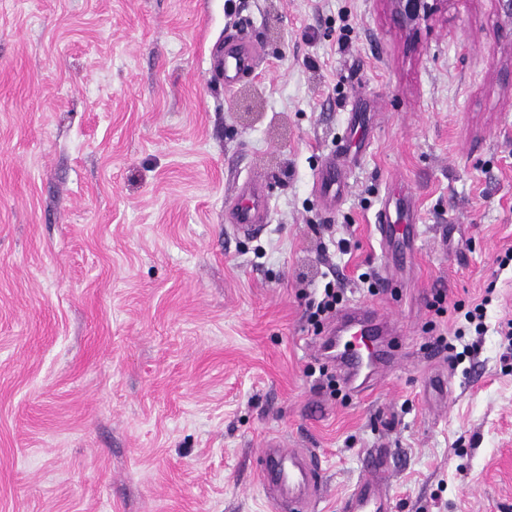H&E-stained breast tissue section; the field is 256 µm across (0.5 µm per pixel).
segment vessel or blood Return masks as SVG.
<instances>
[{
	"label": "vessel or blood",
	"mask_w": 512,
	"mask_h": 512,
	"mask_svg": "<svg viewBox=\"0 0 512 512\" xmlns=\"http://www.w3.org/2000/svg\"><path fill=\"white\" fill-rule=\"evenodd\" d=\"M254 44L235 36L224 39V85L232 87L240 77L254 71L257 65ZM321 198L334 204L342 192V181L335 160H327L317 173ZM266 203L261 186L251 184L237 196L234 222L239 233L252 236L263 228ZM412 219L404 214L380 210L375 231L381 242L408 237L414 231ZM398 331L381 310L373 304H357L339 312L335 330L321 343L336 363L345 384L356 393H364L373 385L375 374L394 370L401 362L395 340ZM374 476L359 482L341 501V512H392L389 497L381 488L382 457L372 460ZM258 478L262 488L273 493L283 512H306L322 490L321 466L318 458L307 450L283 448L277 438L267 439L260 450Z\"/></svg>",
	"instance_id": "obj_1"
}]
</instances>
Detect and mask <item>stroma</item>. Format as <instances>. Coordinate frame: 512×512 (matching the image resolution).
<instances>
[{"label": "stroma", "mask_w": 512, "mask_h": 512, "mask_svg": "<svg viewBox=\"0 0 512 512\" xmlns=\"http://www.w3.org/2000/svg\"><path fill=\"white\" fill-rule=\"evenodd\" d=\"M237 32L261 57L228 90ZM252 178L255 238L232 220ZM397 202L418 233L388 249L374 224ZM509 250L512 23L492 0H450L414 45L384 0H0V512H277L256 478L277 436L319 457L315 512L377 450L393 512H512ZM332 264L346 305L401 330L362 397L331 393L307 317ZM483 300L486 333L458 336L453 304ZM317 184L321 198L330 206L336 203V196L342 193L344 187L336 168V161L329 159L324 162L317 173Z\"/></svg>", "instance_id": "stroma-1"}]
</instances>
